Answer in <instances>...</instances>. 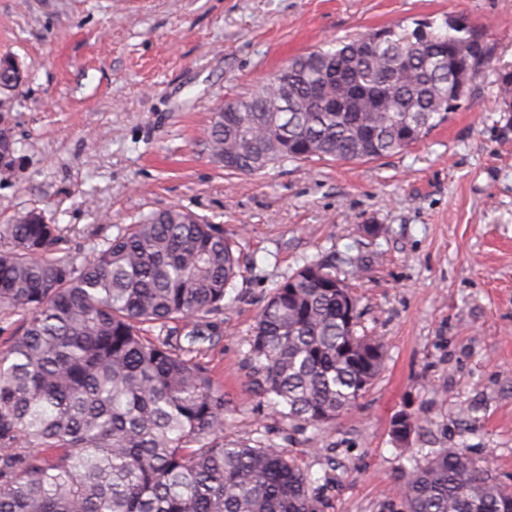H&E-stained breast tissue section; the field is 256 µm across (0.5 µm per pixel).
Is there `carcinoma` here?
<instances>
[{
  "instance_id": "cac0c4a2",
  "label": "carcinoma",
  "mask_w": 512,
  "mask_h": 512,
  "mask_svg": "<svg viewBox=\"0 0 512 512\" xmlns=\"http://www.w3.org/2000/svg\"><path fill=\"white\" fill-rule=\"evenodd\" d=\"M493 44L472 27L400 24L286 61L213 113L206 149L237 174L402 152L472 102L466 76ZM22 70L0 57V100ZM512 113V69L496 72ZM0 151L12 170L8 118ZM61 228L34 210L0 224V309L19 325L0 353V512H319L311 476L283 451L224 441V390L196 345L224 324L243 277L238 239L174 206L103 240L93 261L57 256ZM359 299L336 265L304 263L267 297L247 341L246 389L293 421L333 423L385 363L357 334ZM402 512H512V488L463 448L405 472Z\"/></svg>"
}]
</instances>
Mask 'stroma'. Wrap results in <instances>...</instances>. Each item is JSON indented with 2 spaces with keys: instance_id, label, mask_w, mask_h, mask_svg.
<instances>
[{
  "instance_id": "obj_1",
  "label": "stroma",
  "mask_w": 512,
  "mask_h": 512,
  "mask_svg": "<svg viewBox=\"0 0 512 512\" xmlns=\"http://www.w3.org/2000/svg\"><path fill=\"white\" fill-rule=\"evenodd\" d=\"M465 17L495 49L472 104L409 149L367 162H291L254 175L211 161L213 111L289 58L392 24ZM26 73L20 150L0 175V224L35 209L61 253L180 206L239 238L248 270L224 332L199 356L224 388V438L262 440L316 477L320 512H389L403 470L464 448L512 479V121L496 69L512 66V0H0V55ZM354 282L360 329L387 359L335 423L302 426L247 393L257 313L304 262ZM420 420L407 442L392 421Z\"/></svg>"
}]
</instances>
